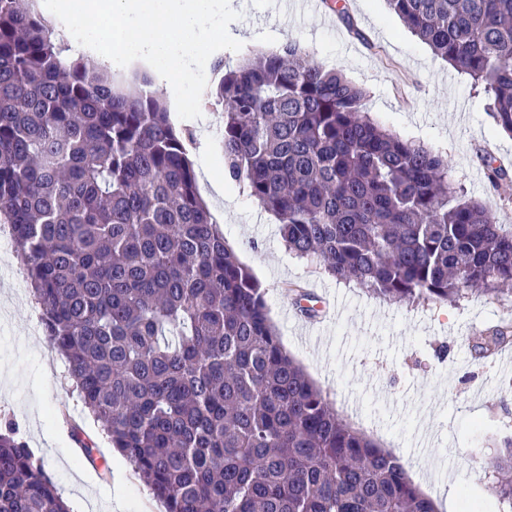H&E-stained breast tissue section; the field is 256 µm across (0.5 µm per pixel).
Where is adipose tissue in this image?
<instances>
[{
  "mask_svg": "<svg viewBox=\"0 0 512 512\" xmlns=\"http://www.w3.org/2000/svg\"><path fill=\"white\" fill-rule=\"evenodd\" d=\"M51 13L57 28L68 34L85 30L89 18L118 17V44L153 71L158 89L167 88L186 63H193L198 73L209 71L213 63L199 52L216 32L204 22L197 0H56Z\"/></svg>",
  "mask_w": 512,
  "mask_h": 512,
  "instance_id": "adipose-tissue-1",
  "label": "adipose tissue"
}]
</instances>
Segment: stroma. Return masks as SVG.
<instances>
[{"label":"stroma","instance_id":"obj_1","mask_svg":"<svg viewBox=\"0 0 512 512\" xmlns=\"http://www.w3.org/2000/svg\"><path fill=\"white\" fill-rule=\"evenodd\" d=\"M343 3L346 16L322 6L285 23L278 0H224L223 10L205 14L223 27L224 39L202 51L233 68L265 47L299 41L365 89V110L376 122L447 156L451 181L485 203L497 223L512 225V182L492 189L479 162L483 154L512 162V137L496 128L483 88L436 56L385 0ZM169 118L190 132L198 190L226 243L266 287L269 315L289 354L329 390L341 416L396 449L420 481L433 488L456 483L485 512H500L481 462L512 438V366L476 358L472 345L485 328L512 321V300L471 293L452 304L406 305L336 281L289 254L275 216L225 177L222 119L210 102H188ZM288 283L327 294L334 314L303 322L291 311ZM39 318L12 243L0 245V429L16 427L71 512H111L116 497L125 512H164L129 463L109 451L96 420L82 413L85 433L107 451L106 468L85 476L78 447L53 417L56 407L80 410L81 403L65 359L46 334L33 332Z\"/></svg>","mask_w":512,"mask_h":512}]
</instances>
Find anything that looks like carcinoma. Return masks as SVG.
Masks as SVG:
<instances>
[{
  "instance_id": "carcinoma-1",
  "label": "carcinoma",
  "mask_w": 512,
  "mask_h": 512,
  "mask_svg": "<svg viewBox=\"0 0 512 512\" xmlns=\"http://www.w3.org/2000/svg\"><path fill=\"white\" fill-rule=\"evenodd\" d=\"M22 2L0 0V224L83 409L137 479L165 512H438L400 454L346 423L284 347L161 96L114 89ZM386 2L512 135V0ZM210 95L224 174L276 215L288 252L388 302L512 295V227L299 43L224 72ZM481 161L493 188L512 180ZM511 341L500 325L473 349ZM484 469L512 508L511 438ZM0 512H70L10 426Z\"/></svg>"
}]
</instances>
